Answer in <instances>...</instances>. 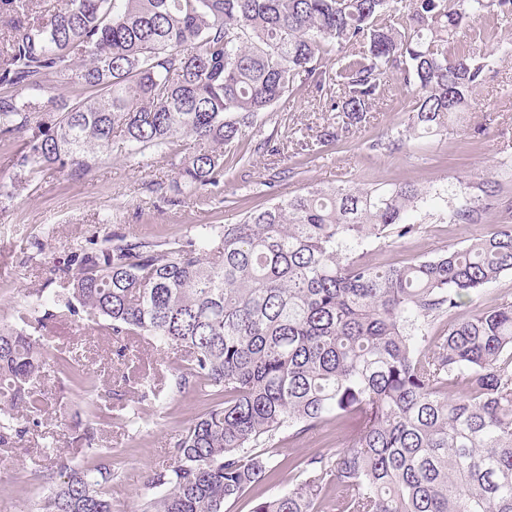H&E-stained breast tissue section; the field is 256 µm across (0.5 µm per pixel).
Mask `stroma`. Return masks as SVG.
<instances>
[{
	"label": "stroma",
	"mask_w": 512,
	"mask_h": 512,
	"mask_svg": "<svg viewBox=\"0 0 512 512\" xmlns=\"http://www.w3.org/2000/svg\"><path fill=\"white\" fill-rule=\"evenodd\" d=\"M510 41L512 21L484 14L468 20L454 43L460 51L497 55L494 74L475 90L468 110L478 136H447L397 152L380 148V141L403 130L413 102L412 90L393 75L366 122L343 141L318 148L316 135L335 113L310 92L296 91L246 130L241 143L250 160L243 167L227 160L216 204L204 190H188L179 202L163 203L154 185L171 182L174 173L167 159L150 151L130 157L117 145L84 179L69 181L55 173L21 184L14 155L23 137L0 135V324L13 322L17 309L35 306L38 296L59 290L60 279L52 270L55 259L113 233L160 241L198 224L236 223L269 199L300 194L313 185L401 182L446 189L478 182L488 167H512V55L499 51ZM266 139L288 142L287 153L270 156L257 150V143ZM415 218L420 232L372 245L373 262L400 265L445 246H463L493 232L498 222L490 215L480 224H445L431 208L419 209ZM42 333L55 365L43 382L52 402L21 443L0 447V512H37L59 479L58 466L45 455L50 443H61L70 464H91V457L66 444L77 424L94 427L100 460L112 468L113 512H141L152 495L147 483L153 471L169 463L174 438L206 408V401L192 386H179L168 357L137 337H126L125 343L136 353L138 366L150 373L155 392L152 401L141 405L125 380L127 369L115 355L118 342L112 334L78 318L46 320ZM72 356L93 378V392H69L59 361ZM103 398L111 412L94 419L92 407ZM342 443L341 432L329 426L280 442L275 461L284 469L307 455L340 450Z\"/></svg>",
	"instance_id": "obj_1"
}]
</instances>
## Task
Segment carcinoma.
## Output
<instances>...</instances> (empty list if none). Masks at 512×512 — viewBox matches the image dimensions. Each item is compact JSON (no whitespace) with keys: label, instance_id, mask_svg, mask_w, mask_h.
<instances>
[{"label":"carcinoma","instance_id":"1","mask_svg":"<svg viewBox=\"0 0 512 512\" xmlns=\"http://www.w3.org/2000/svg\"><path fill=\"white\" fill-rule=\"evenodd\" d=\"M4 0L0 134L26 135L27 180H81L120 142L129 156H168L169 189L224 183V148L284 94L329 101L336 125L366 121L388 73L415 92L405 134L386 143L465 136L474 89L493 55L448 54L476 13L512 17V0H61L51 10ZM362 44L332 63L328 48ZM71 96L52 95L58 87ZM48 97L49 109L39 101ZM181 138L191 151L176 148ZM490 168L479 193L445 197L410 183L312 186L163 241L114 235L59 259L61 291L40 301L116 339L148 336L174 355L178 384L208 400L154 472L142 512H224L276 473L259 447L357 418L336 453L298 464L288 490L252 512H512V298L451 312L512 274V200ZM445 202L444 224L503 223L462 248L402 265L368 247L409 238L408 214ZM16 310L0 326V447L23 440L51 401L38 388L43 320ZM441 323L438 335L430 328ZM93 431L69 436L93 455ZM39 512H112L104 464L59 467Z\"/></svg>","mask_w":512,"mask_h":512}]
</instances>
